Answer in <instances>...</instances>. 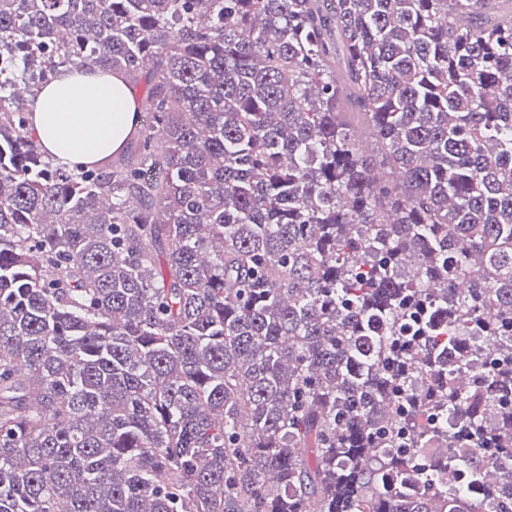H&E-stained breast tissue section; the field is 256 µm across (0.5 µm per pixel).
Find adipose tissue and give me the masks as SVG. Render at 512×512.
<instances>
[{
	"label": "adipose tissue",
	"mask_w": 512,
	"mask_h": 512,
	"mask_svg": "<svg viewBox=\"0 0 512 512\" xmlns=\"http://www.w3.org/2000/svg\"><path fill=\"white\" fill-rule=\"evenodd\" d=\"M30 106L42 145L69 166L101 162L137 125L133 92L114 75L60 72Z\"/></svg>",
	"instance_id": "ef3b65f1"
}]
</instances>
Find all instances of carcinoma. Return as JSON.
<instances>
[{
	"instance_id": "carcinoma-1",
	"label": "carcinoma",
	"mask_w": 512,
	"mask_h": 512,
	"mask_svg": "<svg viewBox=\"0 0 512 512\" xmlns=\"http://www.w3.org/2000/svg\"><path fill=\"white\" fill-rule=\"evenodd\" d=\"M0 512H512V0H0ZM30 108L42 145L68 166L101 162L138 124L132 89L115 75L61 71Z\"/></svg>"
}]
</instances>
